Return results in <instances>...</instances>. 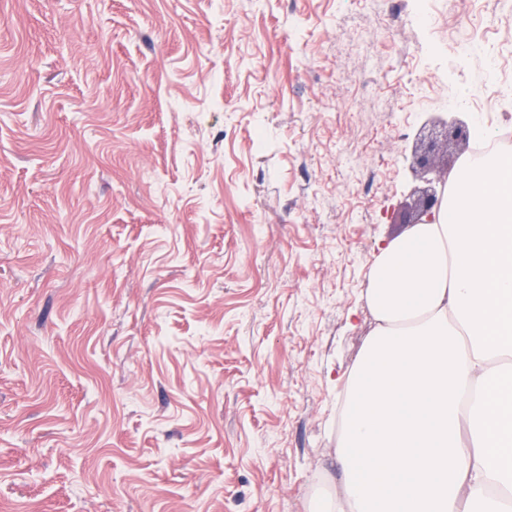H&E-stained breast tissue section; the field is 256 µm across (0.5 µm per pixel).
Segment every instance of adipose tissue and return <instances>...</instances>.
Segmentation results:
<instances>
[{
	"mask_svg": "<svg viewBox=\"0 0 512 512\" xmlns=\"http://www.w3.org/2000/svg\"><path fill=\"white\" fill-rule=\"evenodd\" d=\"M345 379L342 495L317 512H512V157L467 154L382 247Z\"/></svg>",
	"mask_w": 512,
	"mask_h": 512,
	"instance_id": "ef3b65f1",
	"label": "adipose tissue"
}]
</instances>
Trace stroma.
<instances>
[{"instance_id": "obj_1", "label": "stroma", "mask_w": 512, "mask_h": 512, "mask_svg": "<svg viewBox=\"0 0 512 512\" xmlns=\"http://www.w3.org/2000/svg\"><path fill=\"white\" fill-rule=\"evenodd\" d=\"M512 0H0V512H310L380 247Z\"/></svg>"}]
</instances>
